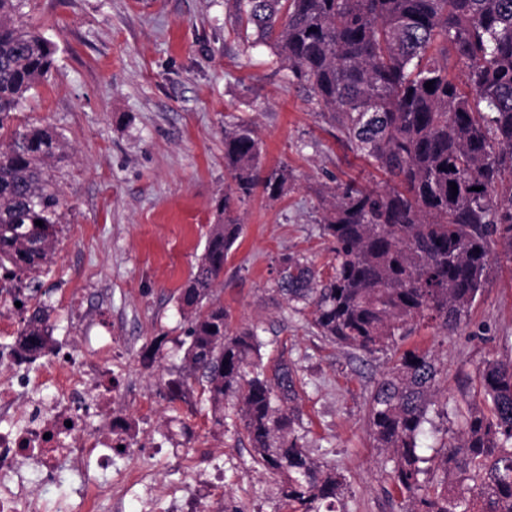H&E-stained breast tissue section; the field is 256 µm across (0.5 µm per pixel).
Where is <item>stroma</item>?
<instances>
[{
    "label": "stroma",
    "mask_w": 512,
    "mask_h": 512,
    "mask_svg": "<svg viewBox=\"0 0 512 512\" xmlns=\"http://www.w3.org/2000/svg\"><path fill=\"white\" fill-rule=\"evenodd\" d=\"M25 11L54 55L48 81L15 123L53 128L62 140L53 170L62 219L42 276L52 347L96 349L111 334L114 411L138 421L137 440L160 479H179L180 450L205 449L224 465L211 508L288 512L239 418L216 425L197 382L174 403L165 387L182 367L188 328L177 299L231 184L224 130L252 124L265 167L286 168L289 180L277 200L258 192L237 203L244 230L214 294L232 328L257 330L267 369L283 360L299 367L301 426L313 455L345 475L346 512H400L366 426L390 354L317 336L309 313L293 312L276 290L285 253L330 274L333 243L321 224L330 188L353 179L382 190L385 177L338 141L268 47L245 45L233 0H28ZM501 251L492 244L499 262L457 330L424 321L402 344L442 355L449 399L483 360L512 356V262ZM63 296L72 305L60 304ZM162 335L158 365L146 366V347Z\"/></svg>",
    "instance_id": "obj_1"
}]
</instances>
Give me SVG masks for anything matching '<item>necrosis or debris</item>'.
I'll return each instance as SVG.
<instances>
[{
  "label": "necrosis or debris",
  "instance_id": "1",
  "mask_svg": "<svg viewBox=\"0 0 512 512\" xmlns=\"http://www.w3.org/2000/svg\"><path fill=\"white\" fill-rule=\"evenodd\" d=\"M27 284L22 272L0 271V336H16L26 311L15 299ZM47 369L29 368L15 356L0 355V512H48L42 493L66 465L95 461L107 471L115 457L130 458L107 491L110 512H123L131 487L143 490L139 512H209L207 499L224 483L222 465L186 457L182 477L160 481L138 458L128 422L112 410V358L80 347L56 354ZM36 459L42 484L32 488L19 472Z\"/></svg>",
  "mask_w": 512,
  "mask_h": 512
}]
</instances>
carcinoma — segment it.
<instances>
[{"mask_svg":"<svg viewBox=\"0 0 512 512\" xmlns=\"http://www.w3.org/2000/svg\"><path fill=\"white\" fill-rule=\"evenodd\" d=\"M24 7L0 0V268L32 274L19 302L35 308L16 345L34 357L49 342L39 270L57 241L52 168L62 143L47 128H11L53 64L51 42L24 21ZM236 8L238 23L288 64L340 139L393 182L383 191L334 189L321 220L332 274L324 279L286 254L278 292L298 313L312 308L317 335L363 354L399 353L374 386L367 426L401 512H512V358L483 361L482 402L461 387L457 430L427 458L418 451L423 425L436 408L448 413L437 399L441 362L399 351L421 320L447 332L464 322L488 282L492 238L512 259V0H236ZM224 166L234 189L178 297L190 341L185 372L166 382L169 400L197 380L216 424L226 405L236 410L254 462L279 477L289 512H344L345 475L315 457L299 431L297 369L283 360L268 375L257 332L232 329L213 298L243 230L235 202L258 189L278 198L288 171H263L249 125L224 130Z\"/></svg>","mask_w":512,"mask_h":512,"instance_id":"obj_1","label":"carcinoma"}]
</instances>
